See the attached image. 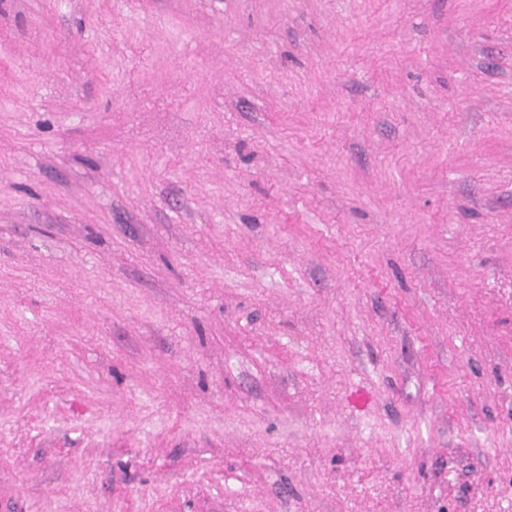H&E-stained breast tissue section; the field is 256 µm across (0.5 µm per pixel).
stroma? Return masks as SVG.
I'll return each instance as SVG.
<instances>
[{"instance_id":"obj_1","label":"stroma","mask_w":512,"mask_h":512,"mask_svg":"<svg viewBox=\"0 0 512 512\" xmlns=\"http://www.w3.org/2000/svg\"><path fill=\"white\" fill-rule=\"evenodd\" d=\"M0 512H512V0H0Z\"/></svg>"}]
</instances>
